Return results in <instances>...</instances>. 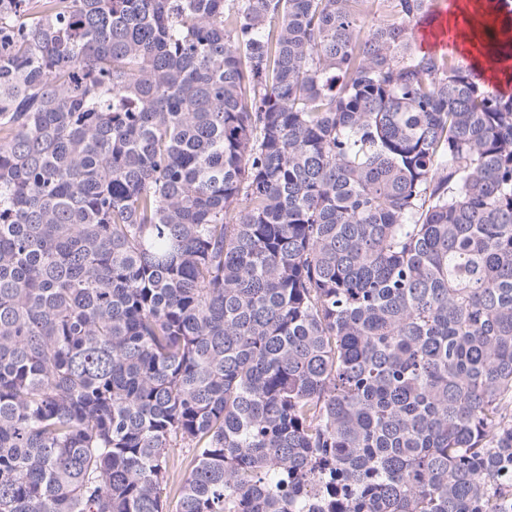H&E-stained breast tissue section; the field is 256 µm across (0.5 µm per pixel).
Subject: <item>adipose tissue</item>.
I'll return each instance as SVG.
<instances>
[{
    "mask_svg": "<svg viewBox=\"0 0 512 512\" xmlns=\"http://www.w3.org/2000/svg\"><path fill=\"white\" fill-rule=\"evenodd\" d=\"M483 0H455L448 12V27L454 30L457 43L465 46L471 64L500 92L512 89V60L502 56L491 58L488 48L501 39L505 27L512 25V14L499 12L487 21Z\"/></svg>",
    "mask_w": 512,
    "mask_h": 512,
    "instance_id": "1",
    "label": "adipose tissue"
}]
</instances>
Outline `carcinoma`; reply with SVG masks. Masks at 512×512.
Returning <instances> with one entry per match:
<instances>
[{"label": "carcinoma", "instance_id": "1", "mask_svg": "<svg viewBox=\"0 0 512 512\" xmlns=\"http://www.w3.org/2000/svg\"><path fill=\"white\" fill-rule=\"evenodd\" d=\"M383 3L0 0V512H512V94Z\"/></svg>", "mask_w": 512, "mask_h": 512}]
</instances>
